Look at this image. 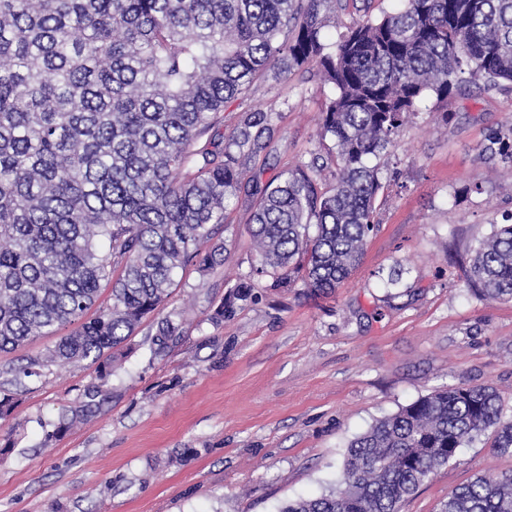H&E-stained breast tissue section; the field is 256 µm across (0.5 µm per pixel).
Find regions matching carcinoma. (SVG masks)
Listing matches in <instances>:
<instances>
[{
    "instance_id": "1",
    "label": "carcinoma",
    "mask_w": 512,
    "mask_h": 512,
    "mask_svg": "<svg viewBox=\"0 0 512 512\" xmlns=\"http://www.w3.org/2000/svg\"><path fill=\"white\" fill-rule=\"evenodd\" d=\"M336 0H0V354L67 325L18 373L88 361L102 379L112 358L157 312L178 270L224 261L205 255L241 191L239 159L271 140L273 113L252 112L216 138L224 104L269 73L315 70L332 86L319 141L333 142L335 181L318 158L252 181L251 237L258 265L288 287L317 293L359 265L383 189L369 164L427 96L453 81L512 83V0H400L354 21L329 43ZM512 162V128L481 147ZM315 233H310V228ZM111 304L80 321L105 283ZM234 288L216 315L253 298ZM465 289L512 299V224L470 251ZM167 315L154 344L177 335ZM95 387L64 409L53 438L101 409ZM480 436L512 457V420L490 386L438 388L352 440L338 486L280 512H399L459 448ZM441 512H512V474L455 488Z\"/></svg>"
}]
</instances>
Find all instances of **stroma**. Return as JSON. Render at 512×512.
Wrapping results in <instances>:
<instances>
[{
    "instance_id": "35a3bbf8",
    "label": "stroma",
    "mask_w": 512,
    "mask_h": 512,
    "mask_svg": "<svg viewBox=\"0 0 512 512\" xmlns=\"http://www.w3.org/2000/svg\"><path fill=\"white\" fill-rule=\"evenodd\" d=\"M331 88L316 73L258 81L224 106L217 134L251 112L275 113L268 147L245 159L243 183L268 181L313 156ZM512 127V84L468 76L445 101L426 97L378 159L385 187L359 267L334 292L272 287L214 323L216 307L257 263L252 202L230 198L216 238L224 263L179 271L163 313L183 334L154 355V319L129 338L112 396L92 420L53 441L62 408L98 385L95 365L53 366L16 386L13 366L54 346L41 337L0 356V389L17 406L0 420V512H279L331 490L348 443L376 420L434 389L488 385L512 419V301L461 286L467 251L512 222V162L480 153ZM401 279L389 284L392 268ZM512 471L487 437L459 448L400 512H440L482 474Z\"/></svg>"
}]
</instances>
